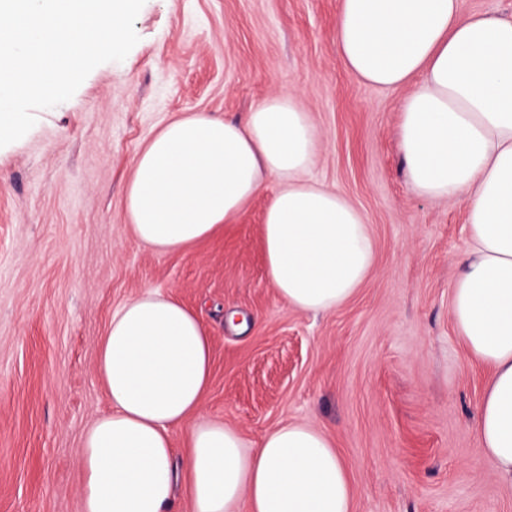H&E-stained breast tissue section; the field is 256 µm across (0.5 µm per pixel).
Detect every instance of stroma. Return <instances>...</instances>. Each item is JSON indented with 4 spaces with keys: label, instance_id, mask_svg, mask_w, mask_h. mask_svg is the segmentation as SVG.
Here are the masks:
<instances>
[{
    "label": "stroma",
    "instance_id": "1",
    "mask_svg": "<svg viewBox=\"0 0 512 512\" xmlns=\"http://www.w3.org/2000/svg\"><path fill=\"white\" fill-rule=\"evenodd\" d=\"M340 3L145 0L125 60L96 67L0 150V512H81V438L108 408L97 344L148 289L192 308L210 336L203 415L253 446L286 422L318 428L350 473L353 512H512L475 431L489 371L450 314L467 203L409 185L407 92L349 74ZM288 90L320 133L312 177L363 212L375 242L356 295L319 314L268 280L275 181L223 234L178 253L138 240L125 212L133 159L165 124L190 112L242 122Z\"/></svg>",
    "mask_w": 512,
    "mask_h": 512
}]
</instances>
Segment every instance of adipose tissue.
Listing matches in <instances>:
<instances>
[{
  "mask_svg": "<svg viewBox=\"0 0 512 512\" xmlns=\"http://www.w3.org/2000/svg\"><path fill=\"white\" fill-rule=\"evenodd\" d=\"M336 49L359 82L408 88L399 150L415 193L469 202L471 249L451 315L490 370L475 429L512 484V21L462 15L459 0H342ZM319 147L290 92L242 123L183 116L134 159L130 227L157 252L181 251L232 223L275 180L262 224L269 281L295 309H337L370 274L374 242L363 213L311 178ZM96 371L110 409L82 437V512H171V432L185 423L193 512H353L349 472L320 430L286 423L252 449L232 426L200 419L211 341L175 299L148 290L115 311Z\"/></svg>",
  "mask_w": 512,
  "mask_h": 512,
  "instance_id": "adipose-tissue-1",
  "label": "adipose tissue"
}]
</instances>
